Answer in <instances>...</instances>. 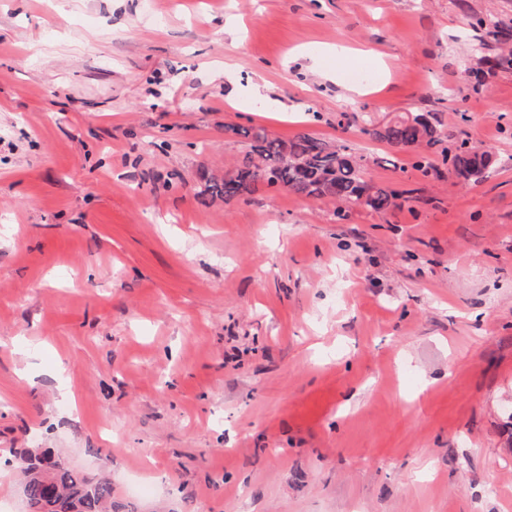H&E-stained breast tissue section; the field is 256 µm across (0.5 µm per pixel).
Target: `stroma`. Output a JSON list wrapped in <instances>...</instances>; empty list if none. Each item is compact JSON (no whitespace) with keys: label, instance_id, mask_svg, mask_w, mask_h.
<instances>
[{"label":"stroma","instance_id":"obj_1","mask_svg":"<svg viewBox=\"0 0 512 512\" xmlns=\"http://www.w3.org/2000/svg\"><path fill=\"white\" fill-rule=\"evenodd\" d=\"M479 17L512 35V0H0V450L135 512H512V69ZM426 112L489 178L376 165ZM228 124L423 199L202 200Z\"/></svg>","mask_w":512,"mask_h":512}]
</instances>
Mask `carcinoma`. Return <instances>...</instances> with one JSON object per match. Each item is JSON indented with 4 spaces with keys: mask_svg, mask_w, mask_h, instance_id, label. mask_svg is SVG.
I'll list each match as a JSON object with an SVG mask.
<instances>
[{
    "mask_svg": "<svg viewBox=\"0 0 512 512\" xmlns=\"http://www.w3.org/2000/svg\"><path fill=\"white\" fill-rule=\"evenodd\" d=\"M224 134L249 140V150L223 178L202 177L203 196L228 202L253 194L261 186H278L300 197L334 202L338 218L343 208L350 206L381 214L411 198L430 202L416 189L396 191L368 180L366 165L349 147L332 145L307 132L281 139L263 128L228 124ZM375 135L393 148L411 153L413 168L425 177L439 175L441 165L465 183L481 181L492 171L488 151L466 140L442 145L443 134L429 112L396 117ZM436 146L440 147L439 166L428 155ZM4 463L15 466L19 492L35 512H116L122 508L113 500L110 479L89 478L52 448L13 450Z\"/></svg>",
    "mask_w": 512,
    "mask_h": 512,
    "instance_id": "carcinoma-1",
    "label": "carcinoma"
}]
</instances>
